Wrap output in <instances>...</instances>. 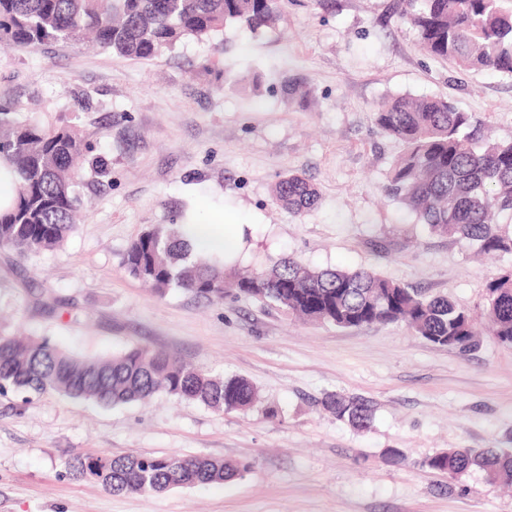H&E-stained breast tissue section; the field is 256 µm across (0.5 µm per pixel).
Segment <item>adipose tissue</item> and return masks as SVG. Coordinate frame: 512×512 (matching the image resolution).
<instances>
[{
    "mask_svg": "<svg viewBox=\"0 0 512 512\" xmlns=\"http://www.w3.org/2000/svg\"><path fill=\"white\" fill-rule=\"evenodd\" d=\"M255 230L242 210L217 204L202 194L183 222L191 254L217 258L228 269L250 260Z\"/></svg>",
    "mask_w": 512,
    "mask_h": 512,
    "instance_id": "1",
    "label": "adipose tissue"
}]
</instances>
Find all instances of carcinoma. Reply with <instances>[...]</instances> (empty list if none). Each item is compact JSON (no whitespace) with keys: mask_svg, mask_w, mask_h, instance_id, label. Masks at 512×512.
Here are the masks:
<instances>
[{"mask_svg":"<svg viewBox=\"0 0 512 512\" xmlns=\"http://www.w3.org/2000/svg\"><path fill=\"white\" fill-rule=\"evenodd\" d=\"M402 16L423 49L459 67L512 73V0H401ZM280 0H0V48L35 49L86 38L122 57L154 59L186 37L210 39L230 25L258 33L273 29ZM0 105V162L17 175L16 203L0 213V244L15 256L53 250L75 228L82 178L74 162L92 145L68 128H49L11 116ZM375 125L405 151L385 187L433 234L454 237L482 254L512 253V235L496 216L512 211V141L482 139L481 123L443 97L397 95L374 113ZM275 201L297 214L319 200L304 176L285 172ZM183 213L170 224H150L126 250L122 267L158 297L179 288L208 301L244 295L275 303L310 323L339 328L405 322L426 340L467 351L479 329L471 314L443 295L428 294L369 269H311L288 257L244 273L226 272L211 258H191L180 242ZM485 316L489 332L512 346V272L489 282ZM9 389L56 392L103 406L146 401L157 393L198 401L216 410L247 412L257 391L244 377L212 375L147 347L111 357L74 355L34 335H0V393ZM326 411L365 428L363 400L330 395ZM422 465L455 477L473 465L512 482V452L449 448ZM250 463L206 456L86 454L70 459L67 474L99 483L112 493H153L174 487L240 478Z\"/></svg>","mask_w":512,"mask_h":512,"instance_id":"carcinoma-1","label":"carcinoma"}]
</instances>
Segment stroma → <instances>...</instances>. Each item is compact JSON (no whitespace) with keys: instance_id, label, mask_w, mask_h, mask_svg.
<instances>
[{"instance_id":"35a3bbf8","label":"stroma","mask_w":512,"mask_h":512,"mask_svg":"<svg viewBox=\"0 0 512 512\" xmlns=\"http://www.w3.org/2000/svg\"><path fill=\"white\" fill-rule=\"evenodd\" d=\"M277 30L227 29L151 61L78 44L0 48V99L19 117L67 124L108 164L86 173L85 217L60 247L18 259L0 249V334L26 329L83 357L135 346L247 378L263 405L218 411L163 394L103 407L54 392L0 393V512H512V489L480 467L447 475L422 461L448 448L512 451V347L481 337L462 352L402 323L343 329L292 321L246 296H151L121 266L146 225L192 209L196 193L243 208L258 226L251 263L293 257L359 268L480 314L512 253L478 256L431 234L385 198L403 150L374 124L386 96H442L490 139H512V76L426 54L398 0H281ZM302 79L311 103L282 91ZM305 176L320 198L296 214L273 186ZM367 400L359 430L327 395ZM404 452L403 463L385 459ZM204 455L247 460L228 482L114 494L66 472L78 455Z\"/></svg>"}]
</instances>
